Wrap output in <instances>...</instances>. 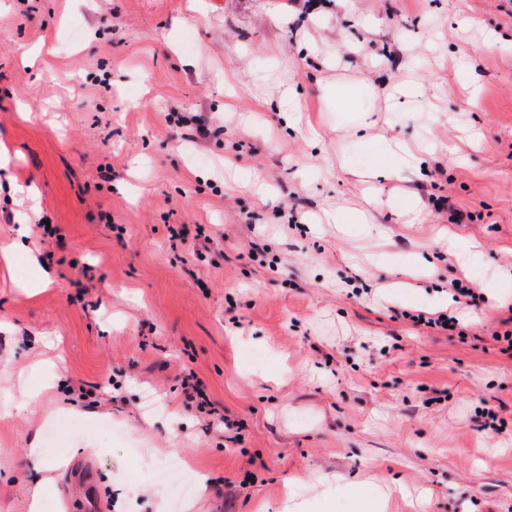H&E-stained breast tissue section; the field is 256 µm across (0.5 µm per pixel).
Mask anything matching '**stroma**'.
<instances>
[{
  "label": "stroma",
  "mask_w": 512,
  "mask_h": 512,
  "mask_svg": "<svg viewBox=\"0 0 512 512\" xmlns=\"http://www.w3.org/2000/svg\"><path fill=\"white\" fill-rule=\"evenodd\" d=\"M4 2L0 247L39 266L0 258V512H30L38 481L54 512H352L339 477L393 488L388 512H512V0ZM285 80L304 116H282ZM339 80L417 84L363 106L377 141L432 142L425 169L353 176L367 158L321 93ZM461 276L484 304L454 307ZM450 308L460 332L411 320ZM50 443L59 467L32 469ZM174 461L209 481L176 511L156 480Z\"/></svg>",
  "instance_id": "35a3bbf8"
}]
</instances>
